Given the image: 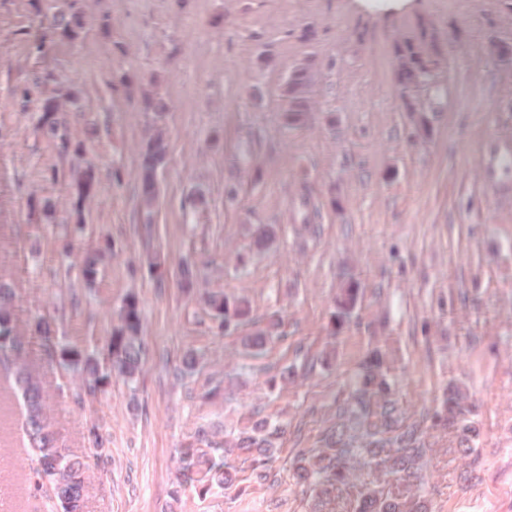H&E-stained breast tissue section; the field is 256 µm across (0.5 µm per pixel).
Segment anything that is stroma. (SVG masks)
<instances>
[{
  "label": "stroma",
  "mask_w": 512,
  "mask_h": 512,
  "mask_svg": "<svg viewBox=\"0 0 512 512\" xmlns=\"http://www.w3.org/2000/svg\"><path fill=\"white\" fill-rule=\"evenodd\" d=\"M66 3L0 0V280L16 292L14 323L63 447L101 454L87 512H356L365 486L388 481L375 464L326 496L295 470L331 435L363 447L384 410L387 447L410 430L423 450L429 512H512V204L494 202L480 169L489 143L512 139V0H79L80 37L43 42ZM408 50L436 74L413 112L397 70ZM299 66L311 110L293 125L284 84ZM55 89L77 91L68 138L95 165L79 214L73 155L36 127ZM147 90L168 106L149 210L138 181ZM260 225L276 235L259 251ZM90 247L109 252L91 285L80 265ZM184 261L198 271L189 293ZM352 282L358 302L333 330ZM131 293L145 356L129 383L109 344ZM212 293L246 298L248 322L224 332L203 301ZM41 315L93 354L105 391L44 360L30 329ZM273 317L281 340L245 347ZM375 349L391 388L359 402L351 384ZM288 367L293 379L270 386ZM451 384L480 431L466 458L437 419ZM254 413L284 427L267 480L246 469L239 488L203 498L179 486V452L198 427ZM33 482L21 400L1 372L0 493L14 512H36Z\"/></svg>",
  "instance_id": "obj_1"
}]
</instances>
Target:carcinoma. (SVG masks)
Returning a JSON list of instances; mask_svg holds the SVG:
<instances>
[{"mask_svg":"<svg viewBox=\"0 0 512 512\" xmlns=\"http://www.w3.org/2000/svg\"><path fill=\"white\" fill-rule=\"evenodd\" d=\"M84 27L83 16L79 13L53 14L52 29L68 38H75ZM433 78V71L418 61L415 56L401 62L400 81L408 91H414ZM307 70L296 68L288 77L284 93L288 97L287 119L299 123L310 111L308 98ZM38 128L49 140L64 139L60 133L65 127V105L57 98L44 100ZM168 145L163 132L158 130L141 150L140 180L141 197L144 206L152 209L158 199L157 174L166 161ZM94 189L91 169H86L75 181L73 194L76 209ZM105 262V253L97 248L83 252V274L88 282H94L99 266ZM15 293L12 288L0 282V362L11 360L8 379L22 400L23 430L27 448L34 462L36 480L34 489L41 498L45 512H85L86 483L90 465L87 457L69 453L61 456L57 452L56 428L49 415V395L32 368L28 359V344L13 325L12 307ZM358 300V288L351 284L340 290L336 298L335 327L345 322ZM207 303L214 315L224 320L225 329H237L249 320L250 306L244 299L230 300L225 296L212 295ZM32 328L43 341V356L50 361L60 360L72 367L82 378L89 392L101 391L107 384V376L99 371L97 362L75 345L63 344L52 331L50 322L43 316L33 320ZM280 322L272 320L265 329L244 337L246 346L261 350L268 343L282 339ZM142 321L136 296L129 295L119 313L118 323L112 328L110 350L114 364L126 381H133L142 369L143 345L141 342ZM356 391L384 394L389 384L381 354L373 352L362 366L355 379ZM467 396L458 386H451L446 392L442 413L448 423L457 427V447L466 456L472 451V443L479 437V429L465 417L464 406ZM283 428L266 419L250 420L245 425L224 433V438L208 425L197 430L196 442L180 452L179 464L181 482L193 486L204 498L215 489H228L236 484L239 469L228 462L218 464L214 454L241 456L248 464L252 475L258 480L268 477V468L277 447ZM413 434L400 438V448L395 453H386L385 444L372 440L361 452L385 474L395 477L387 487H367L361 493L357 512H427L426 505L414 491L416 460L422 449L412 446ZM327 456L320 455L312 464L297 466V475L303 481L314 474H323L330 484H346L355 475L356 467H335L326 462Z\"/></svg>","mask_w":512,"mask_h":512,"instance_id":"cac0c4a2","label":"carcinoma"}]
</instances>
